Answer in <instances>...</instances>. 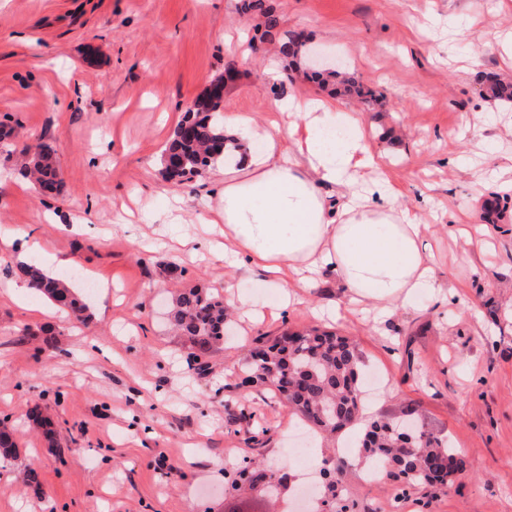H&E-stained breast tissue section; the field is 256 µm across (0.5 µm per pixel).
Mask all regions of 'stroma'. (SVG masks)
Masks as SVG:
<instances>
[{"instance_id": "obj_1", "label": "stroma", "mask_w": 512, "mask_h": 512, "mask_svg": "<svg viewBox=\"0 0 512 512\" xmlns=\"http://www.w3.org/2000/svg\"><path fill=\"white\" fill-rule=\"evenodd\" d=\"M266 3L282 31L303 33L382 96L378 112L345 107L364 114L400 203L425 205L436 229L424 243L457 302L439 309L424 293L386 322L370 309L337 320L328 308H346L349 294L325 276L272 318L278 291L261 272L235 276L201 249L222 239L209 223L221 169L180 183L161 173L187 104L230 66L227 112L284 127L292 117L275 100L320 92L273 78V48L248 47L256 21L242 0H0V125L11 131L0 139V237L70 256L90 314L79 322L31 291L9 299L19 258L0 253V421L18 444L0 460V512H272L261 490L224 491L246 459L288 471L281 497L295 499L306 428L267 388L241 387V367L257 337L311 327L354 339L378 376L363 395L366 420L415 411L466 461L450 486L371 484L359 449L307 434L310 466L347 461L339 500L350 512H512V201L477 247L440 229L479 224L485 199L512 192V110L489 93L495 80L512 83L502 57L512 13L498 0ZM36 142L56 154L59 194L20 175ZM185 236L192 244L175 249ZM187 288L250 296L266 317L232 315V341L194 363L167 321ZM36 405L57 449L31 426ZM28 468L39 486L21 479Z\"/></svg>"}]
</instances>
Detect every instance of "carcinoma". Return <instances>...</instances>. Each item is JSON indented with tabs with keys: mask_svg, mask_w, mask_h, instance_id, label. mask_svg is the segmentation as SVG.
Segmentation results:
<instances>
[{
	"mask_svg": "<svg viewBox=\"0 0 512 512\" xmlns=\"http://www.w3.org/2000/svg\"><path fill=\"white\" fill-rule=\"evenodd\" d=\"M243 10L263 19L261 39L275 46L278 55L294 60L307 57L305 41L297 32L281 33L279 20L264 0H244ZM333 93L355 96L366 104L377 101L375 92L352 78L331 85ZM199 107L186 112L177 125L164 156L175 158L180 165L164 169L169 179L198 175L235 159L224 148V117L220 110L198 98ZM26 175L41 193H60L56 159L49 146L35 147L25 166ZM15 275L28 282L30 289L69 310L80 318L84 306L77 294L59 278L47 276L31 263H20ZM224 302L210 293L189 288L181 291L172 302L170 321L186 336L193 362H199L212 346L226 337ZM243 370L282 396L304 421L319 432L334 437L357 429L362 421L361 355L354 340L334 332L312 328L304 332L287 333L271 341L255 339ZM402 424L395 420H374L365 425L359 447L365 459L383 469L404 477L412 484L448 485L465 469L464 459L449 445L425 429L406 437ZM17 452L14 435L7 427L0 428V455ZM250 471L249 483L260 484L264 470L248 461L238 468L228 483L234 489L244 482L243 474ZM326 481L316 487L315 496L336 505L339 486L346 476V462L341 460L326 471Z\"/></svg>",
	"mask_w": 512,
	"mask_h": 512,
	"instance_id": "carcinoma-1",
	"label": "carcinoma"
}]
</instances>
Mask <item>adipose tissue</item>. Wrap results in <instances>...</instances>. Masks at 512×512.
Wrapping results in <instances>:
<instances>
[{
  "instance_id": "adipose-tissue-1",
  "label": "adipose tissue",
  "mask_w": 512,
  "mask_h": 512,
  "mask_svg": "<svg viewBox=\"0 0 512 512\" xmlns=\"http://www.w3.org/2000/svg\"><path fill=\"white\" fill-rule=\"evenodd\" d=\"M294 112L287 128L240 113L224 116V135L239 164L224 174L218 211L224 257L246 258L297 303L299 288L335 275L352 305H370L381 319L436 293L435 263L422 214L402 206L365 142V122L343 104L313 95L276 101Z\"/></svg>"
}]
</instances>
